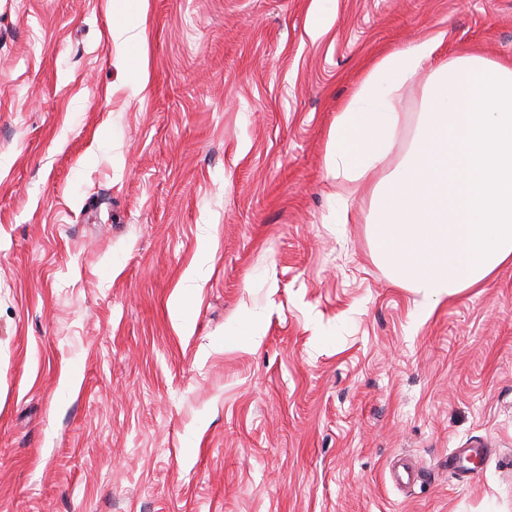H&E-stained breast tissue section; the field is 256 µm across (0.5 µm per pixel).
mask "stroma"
<instances>
[{
	"instance_id": "1",
	"label": "stroma",
	"mask_w": 512,
	"mask_h": 512,
	"mask_svg": "<svg viewBox=\"0 0 512 512\" xmlns=\"http://www.w3.org/2000/svg\"><path fill=\"white\" fill-rule=\"evenodd\" d=\"M312 6L149 0L126 45L112 0H0V512H512V264L424 309L324 166L436 37L397 167L432 66L512 60V0H330L316 39ZM140 18V29L128 26L121 20L113 21L112 36L114 39H124L126 41L141 42L145 41V21L148 8V0L131 1Z\"/></svg>"
}]
</instances>
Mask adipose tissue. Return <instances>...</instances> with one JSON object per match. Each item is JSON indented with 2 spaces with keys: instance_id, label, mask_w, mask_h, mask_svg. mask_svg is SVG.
<instances>
[{
  "instance_id": "1",
  "label": "adipose tissue",
  "mask_w": 512,
  "mask_h": 512,
  "mask_svg": "<svg viewBox=\"0 0 512 512\" xmlns=\"http://www.w3.org/2000/svg\"><path fill=\"white\" fill-rule=\"evenodd\" d=\"M430 39L382 58L330 128L329 175L364 185L377 258L426 306L512 261V62L463 55L438 66L402 163L368 181L397 143L395 95L431 59Z\"/></svg>"
}]
</instances>
